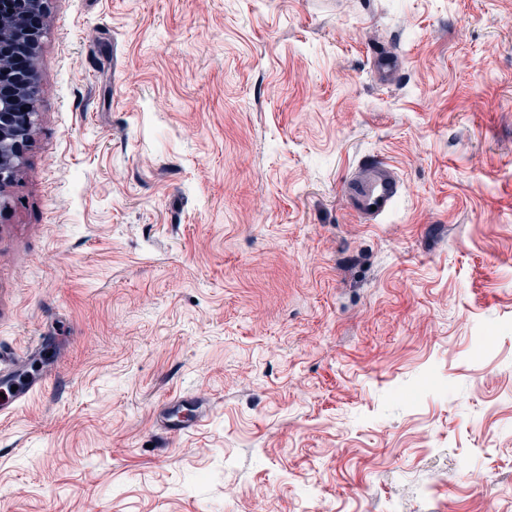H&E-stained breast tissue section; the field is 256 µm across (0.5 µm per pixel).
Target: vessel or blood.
<instances>
[{
  "instance_id": "b4317fda",
  "label": "vessel or blood",
  "mask_w": 512,
  "mask_h": 512,
  "mask_svg": "<svg viewBox=\"0 0 512 512\" xmlns=\"http://www.w3.org/2000/svg\"><path fill=\"white\" fill-rule=\"evenodd\" d=\"M401 193V183L392 168L384 163L360 165L359 172L347 184L350 208L365 221L377 222L387 213ZM45 337L0 357V419L12 418L37 393L48 377Z\"/></svg>"
}]
</instances>
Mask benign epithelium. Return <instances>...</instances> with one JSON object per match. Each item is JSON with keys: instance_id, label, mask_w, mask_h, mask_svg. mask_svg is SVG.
<instances>
[{"instance_id": "1", "label": "benign epithelium", "mask_w": 512, "mask_h": 512, "mask_svg": "<svg viewBox=\"0 0 512 512\" xmlns=\"http://www.w3.org/2000/svg\"><path fill=\"white\" fill-rule=\"evenodd\" d=\"M49 0H14L0 16V192L15 177L39 120L37 57ZM28 102L16 110V98Z\"/></svg>"}]
</instances>
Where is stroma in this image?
<instances>
[{
  "mask_svg": "<svg viewBox=\"0 0 512 512\" xmlns=\"http://www.w3.org/2000/svg\"><path fill=\"white\" fill-rule=\"evenodd\" d=\"M38 77L0 343L58 341L9 512H512V0H51ZM401 183L392 168L384 163H367L347 183L346 197L350 208L365 222L376 223L387 213L401 193ZM372 206H376L372 210Z\"/></svg>",
  "mask_w": 512,
  "mask_h": 512,
  "instance_id": "35a3bbf8",
  "label": "stroma"
}]
</instances>
